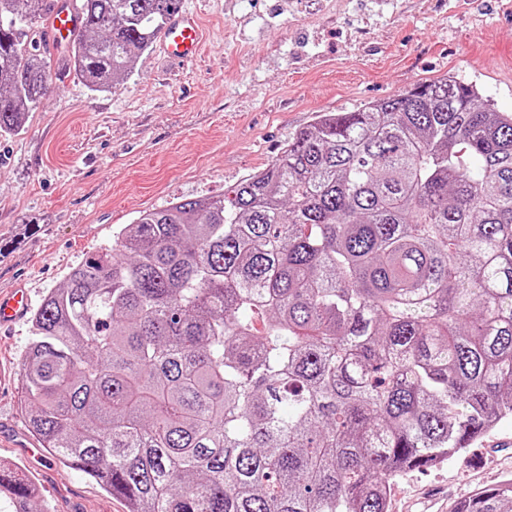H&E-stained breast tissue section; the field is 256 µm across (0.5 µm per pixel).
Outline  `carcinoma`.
Wrapping results in <instances>:
<instances>
[{"label": "carcinoma", "instance_id": "1", "mask_svg": "<svg viewBox=\"0 0 512 512\" xmlns=\"http://www.w3.org/2000/svg\"><path fill=\"white\" fill-rule=\"evenodd\" d=\"M176 0H79L63 66L129 76ZM0 0V133L49 79ZM233 196L145 210L31 313L27 426L129 512H388L512 418V114L454 76L323 112ZM10 512H50L0 462ZM455 512H512V483Z\"/></svg>", "mask_w": 512, "mask_h": 512}]
</instances>
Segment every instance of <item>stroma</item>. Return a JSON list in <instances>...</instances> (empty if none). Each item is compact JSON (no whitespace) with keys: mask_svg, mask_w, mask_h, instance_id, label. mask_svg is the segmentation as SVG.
<instances>
[{"mask_svg":"<svg viewBox=\"0 0 512 512\" xmlns=\"http://www.w3.org/2000/svg\"><path fill=\"white\" fill-rule=\"evenodd\" d=\"M204 47L190 63L159 45L123 81L93 91L48 56L47 91L20 132L0 136V295L33 303L112 245L140 211L223 196L265 168L321 112H350L455 76L512 113V0H180ZM29 320L0 332V460L55 512H128L126 502L50 456L22 411ZM512 420L394 485L388 512L456 504L512 475Z\"/></svg>","mask_w":512,"mask_h":512,"instance_id":"stroma-1","label":"stroma"}]
</instances>
